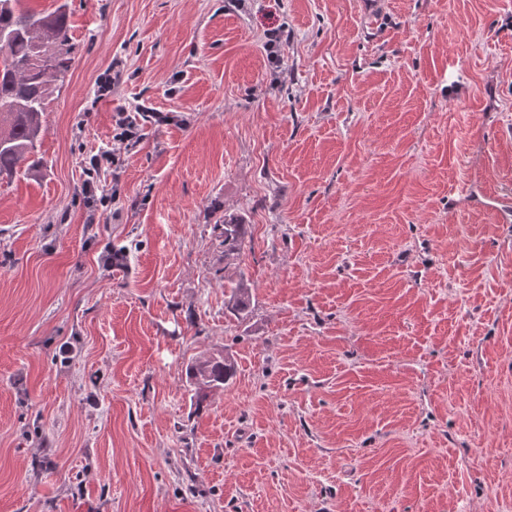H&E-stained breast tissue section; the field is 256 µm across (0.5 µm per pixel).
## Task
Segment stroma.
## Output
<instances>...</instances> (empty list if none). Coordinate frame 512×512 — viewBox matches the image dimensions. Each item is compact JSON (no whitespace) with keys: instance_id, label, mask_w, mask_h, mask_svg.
I'll return each mask as SVG.
<instances>
[{"instance_id":"1","label":"stroma","mask_w":512,"mask_h":512,"mask_svg":"<svg viewBox=\"0 0 512 512\" xmlns=\"http://www.w3.org/2000/svg\"><path fill=\"white\" fill-rule=\"evenodd\" d=\"M65 2L0 183V512H512V0ZM95 157H93V158H95ZM118 160H119V158H117V154L115 153V150L113 148L112 151L104 152L103 154L100 155V157H96L91 162L92 168L87 169V174H86L87 179H85L83 182L82 190H83V194L86 199L87 205L90 209L89 220L91 222L95 220V211H96L97 201H98V199L96 198V190H97L98 186H97L96 180H94V172H95L96 168L101 166V164L103 162H105L106 164H109V165H113L116 162H118ZM247 227L248 224L234 214H224V219L219 220V224H213L212 233L224 246L225 269L233 265L240 256L246 243ZM250 305V289L247 287L244 278H239L232 288L227 308L236 317H243ZM235 374V363L224 350H216L196 359L189 367V380L194 397H206L208 392L224 388Z\"/></svg>"}]
</instances>
